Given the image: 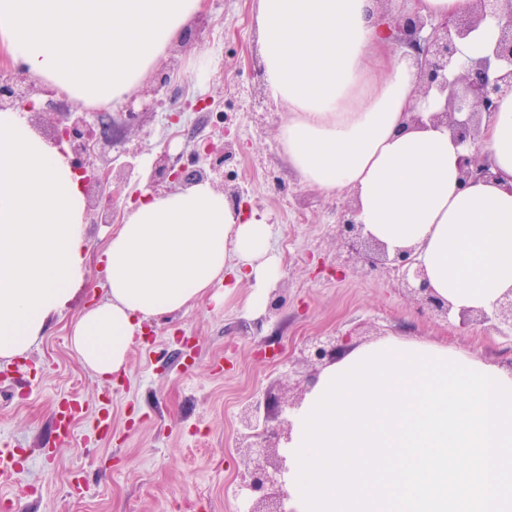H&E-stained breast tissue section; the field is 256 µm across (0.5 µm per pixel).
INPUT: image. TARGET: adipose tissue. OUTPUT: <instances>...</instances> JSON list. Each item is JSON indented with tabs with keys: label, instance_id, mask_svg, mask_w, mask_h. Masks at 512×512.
<instances>
[{
	"label": "adipose tissue",
	"instance_id": "obj_1",
	"mask_svg": "<svg viewBox=\"0 0 512 512\" xmlns=\"http://www.w3.org/2000/svg\"><path fill=\"white\" fill-rule=\"evenodd\" d=\"M204 0H0V53L35 81L98 106L125 102L201 13ZM266 93L288 112L278 140L300 180L351 193L365 233L414 248L450 318L512 289V93L475 145L413 127L415 68L392 48L377 0H255ZM478 149L501 177L462 185ZM266 215L243 214L198 182L143 191L102 249L107 301L81 313L70 344L98 376L121 373L143 323L216 283L252 282L264 307L279 274ZM89 257L80 176L23 111H0V359L25 352L70 304Z\"/></svg>",
	"mask_w": 512,
	"mask_h": 512
}]
</instances>
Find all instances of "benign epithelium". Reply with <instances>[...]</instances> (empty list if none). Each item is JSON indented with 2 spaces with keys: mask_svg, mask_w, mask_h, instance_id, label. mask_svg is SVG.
Returning <instances> with one entry per match:
<instances>
[{
  "mask_svg": "<svg viewBox=\"0 0 512 512\" xmlns=\"http://www.w3.org/2000/svg\"><path fill=\"white\" fill-rule=\"evenodd\" d=\"M414 6L389 18L393 44L404 56H410L417 67L415 93L418 101L431 93L441 100L438 109L426 114L415 107L409 112L410 121L423 125L443 123L454 140L460 144L474 142L484 122L495 114L503 95L512 91V9L501 12L502 0H473V7L456 14L435 16L424 14L420 0ZM488 17L498 19V37L489 53L457 65L460 43L475 31ZM54 91L36 87L27 82L23 72L0 70V111L8 109L39 111L37 96H51ZM55 144L63 148L73 169L86 182L98 187L95 205L100 207L104 222H112V210L119 199V190L105 193L111 184L113 170L99 169L94 164L95 138L83 117L65 118L53 128ZM231 144L222 140L207 141L196 152L189 166L165 164L160 156L155 175L168 183L167 189L188 186L209 179L221 171L224 163L232 160ZM459 178L468 185L472 182H490L499 178L491 160L476 151L460 157ZM355 204L343 207L337 229L342 247L356 262L372 270H392L397 273L401 289L410 294L419 308L439 317H448L450 305L432 292L426 284L424 269L415 262L413 249H405L390 256L385 245L364 234L357 221ZM497 322L512 327V289L504 293L491 311L467 310L460 314V322ZM348 336L315 337L305 341L300 354L307 363L336 359L339 349L348 345ZM281 412L279 401L247 402L238 414L236 448L244 468V484L254 495L248 512H287L284 501L288 493L281 475L286 470V459L279 454L280 444L290 438L292 423L284 418L274 427L271 421Z\"/></svg>",
  "mask_w": 512,
  "mask_h": 512,
  "instance_id": "7a95c632",
  "label": "benign epithelium"
}]
</instances>
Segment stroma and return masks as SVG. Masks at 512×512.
<instances>
[{
    "label": "stroma",
    "instance_id": "obj_1",
    "mask_svg": "<svg viewBox=\"0 0 512 512\" xmlns=\"http://www.w3.org/2000/svg\"><path fill=\"white\" fill-rule=\"evenodd\" d=\"M254 0H205L199 20L161 57L149 76L116 108L87 107L66 96L41 97L28 113L33 130L51 137L64 108L98 127L102 114L138 112L118 140L99 139L96 164L122 170L123 200L136 197L159 156L174 165L194 160L206 140L228 137L240 151L214 176V188L236 186L250 208L266 214L271 249L281 260L273 291L281 306L254 313L250 282L237 285L222 306L210 299L143 324L141 345L124 373L97 377L70 346V328L84 310L107 300L98 254L111 225L98 208L86 210L90 245L85 279L60 315L23 355L0 359V447L18 449L10 486L0 504L10 512H248L235 442L237 415L251 400L288 397V379L309 375L299 349L315 336L352 334L365 345L404 336L467 351L512 370V329L442 321L422 310L398 286L394 273L348 261L336 225L348 195L301 184L281 156L283 107L268 98L253 21ZM209 53V74L197 84L189 64ZM185 110L171 122L155 103L158 74ZM204 110H193L197 98ZM84 406L60 439L51 415L65 397ZM109 427L95 429L100 410Z\"/></svg>",
    "mask_w": 512,
    "mask_h": 512
}]
</instances>
